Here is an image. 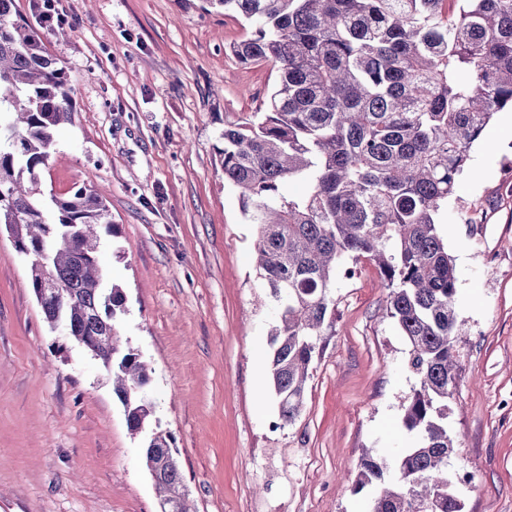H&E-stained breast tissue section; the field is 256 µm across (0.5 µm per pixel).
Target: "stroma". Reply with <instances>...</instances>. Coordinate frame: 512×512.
Wrapping results in <instances>:
<instances>
[{"mask_svg": "<svg viewBox=\"0 0 512 512\" xmlns=\"http://www.w3.org/2000/svg\"><path fill=\"white\" fill-rule=\"evenodd\" d=\"M71 34L42 27L74 114L40 171L44 197L103 189L113 231L99 261L126 295L120 333L151 368L152 424L171 434L192 512H365L362 453L410 438L409 346L368 260L337 277L336 321L294 424L269 383L276 309L254 225L217 162L224 126L263 111L271 65L230 44L247 25L199 0H56ZM474 145L442 230L457 272L458 386L450 468L463 512H512V127ZM30 258L0 233V512H160L112 375L50 328Z\"/></svg>", "mask_w": 512, "mask_h": 512, "instance_id": "obj_1", "label": "stroma"}]
</instances>
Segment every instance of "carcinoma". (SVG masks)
<instances>
[{"instance_id":"cac0c4a2","label":"carcinoma","mask_w":512,"mask_h":512,"mask_svg":"<svg viewBox=\"0 0 512 512\" xmlns=\"http://www.w3.org/2000/svg\"><path fill=\"white\" fill-rule=\"evenodd\" d=\"M250 34L231 52L279 78L266 111L224 127L218 162L256 226V268L277 303L270 381L278 425L300 415L321 336L335 323L331 288L350 257L368 259L389 289L387 314L409 344L418 388L404 405L414 443L392 460L365 453L354 490L367 512H462L448 463V403L462 334L457 275L440 230L456 180L494 114L512 109V0H205ZM73 90L58 59L0 0V230L32 256L46 322L111 358L128 429L145 434L144 463L160 506L188 512L172 442L146 433L149 368L119 344L122 289L103 286L97 250L112 233L102 194L79 188L44 202L38 171ZM307 184L285 196L289 181Z\"/></svg>"}]
</instances>
